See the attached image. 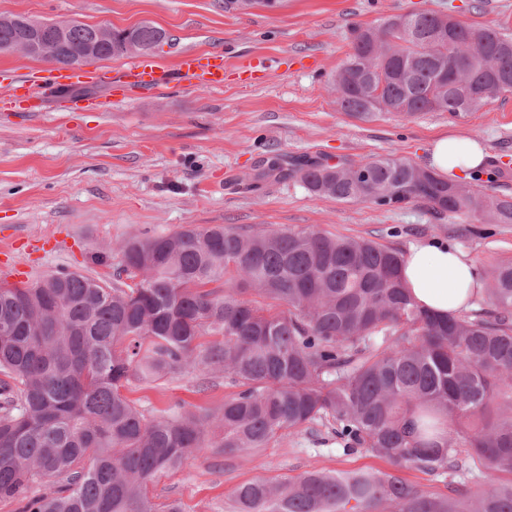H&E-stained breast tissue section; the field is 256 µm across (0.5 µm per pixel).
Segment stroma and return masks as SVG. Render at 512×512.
<instances>
[{
  "instance_id": "1",
  "label": "stroma",
  "mask_w": 512,
  "mask_h": 512,
  "mask_svg": "<svg viewBox=\"0 0 512 512\" xmlns=\"http://www.w3.org/2000/svg\"><path fill=\"white\" fill-rule=\"evenodd\" d=\"M452 15L512 35V0H281L278 9L228 11L224 0H0V15L75 20L117 29L151 23L172 40L165 62L192 49L222 50L224 86L207 90L171 81L140 91L118 85L124 58L89 63L106 82L72 89L34 88L36 112L0 95V267L31 281L61 270L86 272L89 252L134 234L188 225L252 230L314 229L408 252L437 237L467 252L487 272L512 260V224H485L474 212L437 215L421 202L399 209L310 194L298 181L247 178L280 154L360 163L391 154L423 163L433 140L452 134L480 140L501 167L473 187L512 194V93L454 117L383 113L361 121L343 112L330 83L350 50L356 25L410 12ZM185 373L131 385L130 399L157 413L184 401L200 414L232 390L216 382L198 391ZM385 460L344 455L319 427L289 433L253 452L211 448L148 486L158 504L183 512H225L234 490L262 478L282 481L311 470L387 469Z\"/></svg>"
}]
</instances>
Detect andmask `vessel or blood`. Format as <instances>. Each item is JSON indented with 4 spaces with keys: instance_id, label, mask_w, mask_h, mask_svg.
<instances>
[{
    "instance_id": "vessel-or-blood-1",
    "label": "vessel or blood",
    "mask_w": 512,
    "mask_h": 512,
    "mask_svg": "<svg viewBox=\"0 0 512 512\" xmlns=\"http://www.w3.org/2000/svg\"><path fill=\"white\" fill-rule=\"evenodd\" d=\"M224 72L223 54L187 50L170 68L149 57L129 61L123 70V76L127 84L143 89L155 88L173 79L186 81L203 89H216L224 85Z\"/></svg>"
}]
</instances>
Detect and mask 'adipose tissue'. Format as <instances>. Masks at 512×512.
<instances>
[{
    "instance_id": "1",
    "label": "adipose tissue",
    "mask_w": 512,
    "mask_h": 512,
    "mask_svg": "<svg viewBox=\"0 0 512 512\" xmlns=\"http://www.w3.org/2000/svg\"><path fill=\"white\" fill-rule=\"evenodd\" d=\"M484 155L483 146L476 140L445 136L433 143L427 165L443 177H464L480 168ZM400 274L418 304L440 316L470 309L484 292L475 261L459 247L437 238L412 245Z\"/></svg>"
}]
</instances>
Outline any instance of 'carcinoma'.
I'll list each match as a JSON object with an SVG mask.
<instances>
[{
    "label": "carcinoma",
    "mask_w": 512,
    "mask_h": 512,
    "mask_svg": "<svg viewBox=\"0 0 512 512\" xmlns=\"http://www.w3.org/2000/svg\"><path fill=\"white\" fill-rule=\"evenodd\" d=\"M447 24L415 13L355 26L333 78L341 110L365 121L457 117L511 92L497 73L512 71V37L455 22L445 42L435 32ZM68 26L71 45L94 30ZM133 37L169 40L150 23ZM272 176L341 202L423 201L512 224V195H483L407 159L285 165L276 155L254 180ZM114 255L111 282L65 271L0 288V500L19 512H158L147 483L188 456L257 450L328 423L344 454H373L394 471L253 480L230 512H512V481L474 494L458 453L512 474L511 262L484 276L491 309L441 318L411 300L402 254L369 239L188 225L130 236L90 260L109 266ZM209 333L223 340L198 343ZM190 369L237 391L204 416L180 404L147 414L123 393Z\"/></svg>",
    "instance_id": "1"
}]
</instances>
